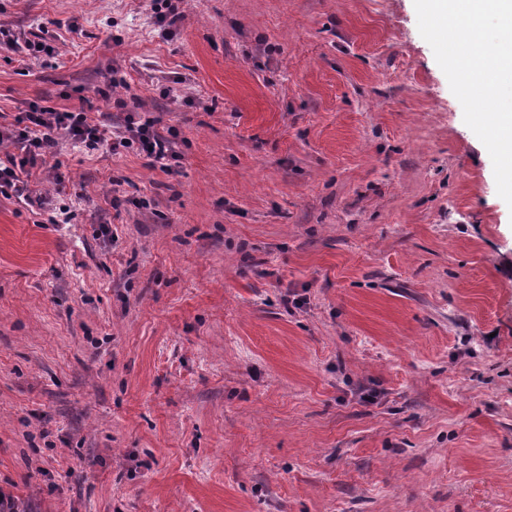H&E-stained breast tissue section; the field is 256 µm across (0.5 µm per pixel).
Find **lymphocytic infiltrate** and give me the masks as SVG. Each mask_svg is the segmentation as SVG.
Returning a JSON list of instances; mask_svg holds the SVG:
<instances>
[{"instance_id": "obj_1", "label": "lymphocytic infiltrate", "mask_w": 512, "mask_h": 512, "mask_svg": "<svg viewBox=\"0 0 512 512\" xmlns=\"http://www.w3.org/2000/svg\"><path fill=\"white\" fill-rule=\"evenodd\" d=\"M77 143L88 151L118 152L131 147L145 152L153 166L169 171L174 159L172 141L156 132L151 122L127 118L123 129L109 131L94 123L84 111H56L31 106L14 124L0 129V142L10 149L0 158V196L32 205L42 204L26 180L31 169L41 166L60 151L62 142Z\"/></svg>"}]
</instances>
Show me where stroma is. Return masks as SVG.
Listing matches in <instances>:
<instances>
[{"label":"stroma","mask_w":512,"mask_h":512,"mask_svg":"<svg viewBox=\"0 0 512 512\" xmlns=\"http://www.w3.org/2000/svg\"><path fill=\"white\" fill-rule=\"evenodd\" d=\"M0 0L64 143L0 197V493L29 512H512V209L413 0ZM112 227L111 237L100 234ZM150 2L151 10L160 27H163V31L170 33V28L174 27L182 17L181 0H151ZM20 42L19 35L9 28H0V48L2 44L7 48L18 50V52L28 51L26 55H30L33 58L41 57L42 55L50 56L55 53L54 47L51 45L39 41L26 39ZM71 141L88 152L106 148L112 153L136 146L151 159L154 167L167 172L169 160L175 158L172 140L156 132L151 121L139 123L128 117L124 130L108 131L94 123L87 112L56 111L32 105L28 112L16 117L10 127L0 129V142H7L11 151L0 157V195L16 198L25 205H43L41 194L33 195L28 179L30 170L42 166L60 151L62 141Z\"/></svg>","instance_id":"1"}]
</instances>
